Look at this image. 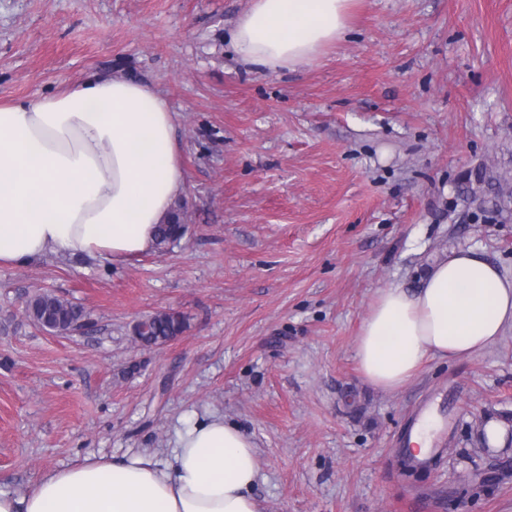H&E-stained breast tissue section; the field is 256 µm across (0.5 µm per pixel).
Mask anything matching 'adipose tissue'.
<instances>
[{
	"mask_svg": "<svg viewBox=\"0 0 512 512\" xmlns=\"http://www.w3.org/2000/svg\"><path fill=\"white\" fill-rule=\"evenodd\" d=\"M353 0H252L230 44L263 70L291 69L348 34ZM167 100L149 84L92 75L35 101L0 104V265L47 255L113 265L151 251L186 191ZM512 329V272L477 249L436 259L418 288L379 289L357 346L362 377L404 387L432 357L472 354ZM255 443L213 416L163 458L136 452L45 475L0 512H260Z\"/></svg>",
	"mask_w": 512,
	"mask_h": 512,
	"instance_id": "ef3b65f1",
	"label": "adipose tissue"
}]
</instances>
